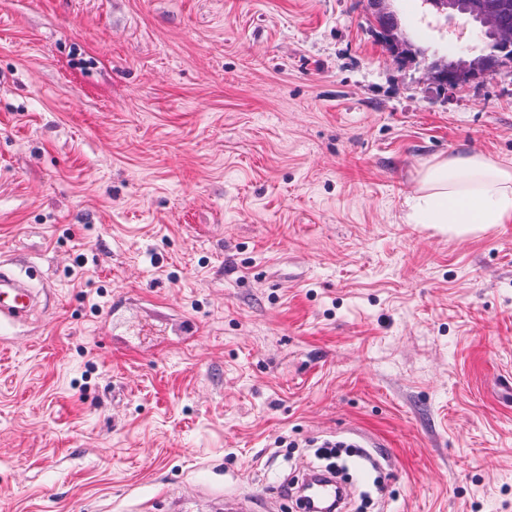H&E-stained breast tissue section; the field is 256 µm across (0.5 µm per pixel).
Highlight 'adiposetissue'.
<instances>
[{"instance_id":"adipose-tissue-1","label":"adipose tissue","mask_w":512,"mask_h":512,"mask_svg":"<svg viewBox=\"0 0 512 512\" xmlns=\"http://www.w3.org/2000/svg\"><path fill=\"white\" fill-rule=\"evenodd\" d=\"M409 218L452 235L512 223V166L483 154H451L427 161Z\"/></svg>"}]
</instances>
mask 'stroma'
Instances as JSON below:
<instances>
[{"label": "stroma", "instance_id": "stroma-1", "mask_svg": "<svg viewBox=\"0 0 512 512\" xmlns=\"http://www.w3.org/2000/svg\"><path fill=\"white\" fill-rule=\"evenodd\" d=\"M0 0V512H299L327 439L372 512H512V223H411L437 155L512 162V64L385 0ZM36 304L31 288L6 268H0V330L26 315Z\"/></svg>", "mask_w": 512, "mask_h": 512}]
</instances>
